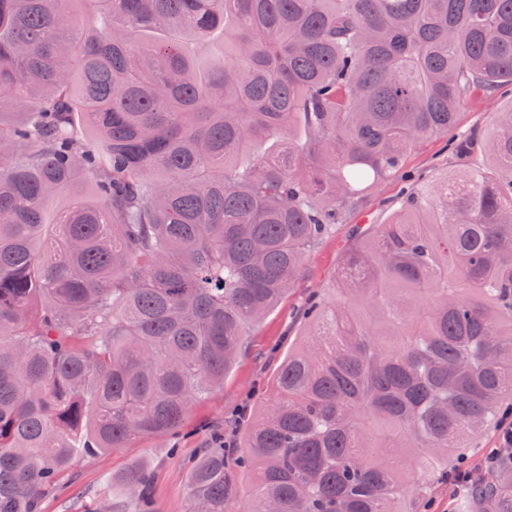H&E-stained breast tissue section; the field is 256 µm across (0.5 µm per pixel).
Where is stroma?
Returning a JSON list of instances; mask_svg holds the SVG:
<instances>
[{
	"label": "stroma",
	"instance_id": "1",
	"mask_svg": "<svg viewBox=\"0 0 512 512\" xmlns=\"http://www.w3.org/2000/svg\"><path fill=\"white\" fill-rule=\"evenodd\" d=\"M457 164L444 140L436 139L411 154L405 168L427 178ZM400 187V179L392 178L364 193L346 221L336 225L333 233L307 254L293 288L251 329L223 387L193 406L179 429L138 438L94 457L77 455L57 489L42 498L39 512H132L133 502L103 499L102 491L113 475L140 462L147 464L152 473L153 497L159 512H188V467L207 448V429L220 427L225 435H238L247 421L246 416L238 414V407L254 408L265 394L280 355L302 331L297 310L312 295L326 293L356 225L391 219Z\"/></svg>",
	"mask_w": 512,
	"mask_h": 512
}]
</instances>
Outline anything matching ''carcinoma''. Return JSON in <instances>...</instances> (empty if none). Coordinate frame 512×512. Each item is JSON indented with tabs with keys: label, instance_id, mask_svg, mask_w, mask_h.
Wrapping results in <instances>:
<instances>
[{
	"label": "carcinoma",
	"instance_id": "carcinoma-1",
	"mask_svg": "<svg viewBox=\"0 0 512 512\" xmlns=\"http://www.w3.org/2000/svg\"><path fill=\"white\" fill-rule=\"evenodd\" d=\"M512 0H0V512L177 428L309 250L408 154L467 165L357 229L190 512H422L512 401ZM253 156L247 168L242 156ZM57 194L69 205L47 220ZM135 512L152 474L120 476ZM512 512V452L448 495ZM511 102L510 91L495 100L473 99L465 101L459 111L455 132L465 134L469 131L485 128L491 122L493 114L501 111L503 104H511Z\"/></svg>",
	"mask_w": 512,
	"mask_h": 512
}]
</instances>
